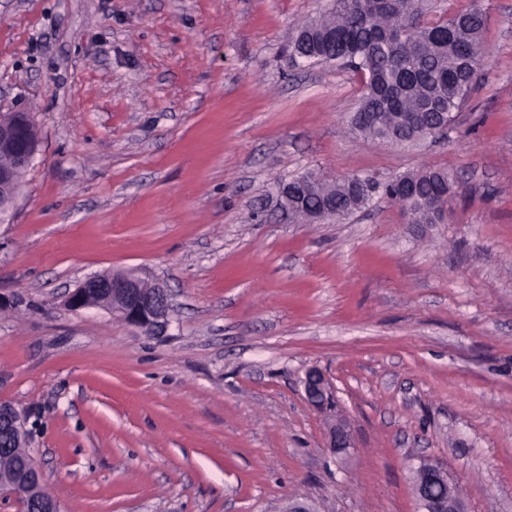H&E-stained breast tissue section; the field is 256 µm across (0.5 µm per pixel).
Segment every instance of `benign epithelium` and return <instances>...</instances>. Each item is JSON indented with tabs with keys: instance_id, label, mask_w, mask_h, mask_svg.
Returning <instances> with one entry per match:
<instances>
[{
	"instance_id": "obj_1",
	"label": "benign epithelium",
	"mask_w": 512,
	"mask_h": 512,
	"mask_svg": "<svg viewBox=\"0 0 512 512\" xmlns=\"http://www.w3.org/2000/svg\"><path fill=\"white\" fill-rule=\"evenodd\" d=\"M32 121L23 111L0 113V154L8 162L0 163V196L16 201L19 178L33 162L35 139L31 136ZM276 209L281 217L300 218L305 224H316L330 212L322 203L316 208L305 205L301 182L291 178L278 184ZM74 309L104 308L126 324L154 335L170 323L171 304L163 284L149 283L141 277L125 272L91 276L84 280L66 300ZM329 383L322 373L311 369L306 373L304 391L307 399L321 407L328 400ZM329 448L333 453H344L353 447L350 424L343 415L327 423ZM27 441L25 416L14 406L0 403V447L19 448ZM412 489L418 503V512H466L462 498L448 478V471L437 462L424 461L413 470Z\"/></svg>"
}]
</instances>
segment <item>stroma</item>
I'll return each instance as SVG.
<instances>
[{
  "label": "stroma",
  "mask_w": 512,
  "mask_h": 512,
  "mask_svg": "<svg viewBox=\"0 0 512 512\" xmlns=\"http://www.w3.org/2000/svg\"><path fill=\"white\" fill-rule=\"evenodd\" d=\"M322 0H0V113L39 139L0 223V402L61 512H417L442 464L468 512H512V0L446 137L349 133L361 79L294 63ZM445 168L444 223L377 196L291 224L279 181ZM135 271L168 289L148 335L65 299ZM323 371L345 455L305 398ZM329 446L333 453H344L353 448L350 424L344 415H335L327 423Z\"/></svg>",
  "instance_id": "stroma-1"
}]
</instances>
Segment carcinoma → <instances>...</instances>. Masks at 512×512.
Wrapping results in <instances>:
<instances>
[{
	"label": "carcinoma",
	"instance_id": "obj_1",
	"mask_svg": "<svg viewBox=\"0 0 512 512\" xmlns=\"http://www.w3.org/2000/svg\"><path fill=\"white\" fill-rule=\"evenodd\" d=\"M393 17L379 22L367 12V0H336L329 15L298 29L300 39L290 45L294 59L320 60L319 48L336 36V61L360 74L363 94L352 128L382 144L412 138L409 118L419 112H446L452 117L462 108L473 80L475 60L484 54L486 16L479 10L459 11L446 20L432 21L415 10L416 0H391ZM419 180L427 200L409 203L413 217L422 216L426 202H448L455 177L435 170ZM336 197L339 220L366 205L378 194H395L394 181L382 182L368 174L321 179ZM24 448H12L7 465L23 471L29 466Z\"/></svg>",
	"mask_w": 512,
	"mask_h": 512
}]
</instances>
